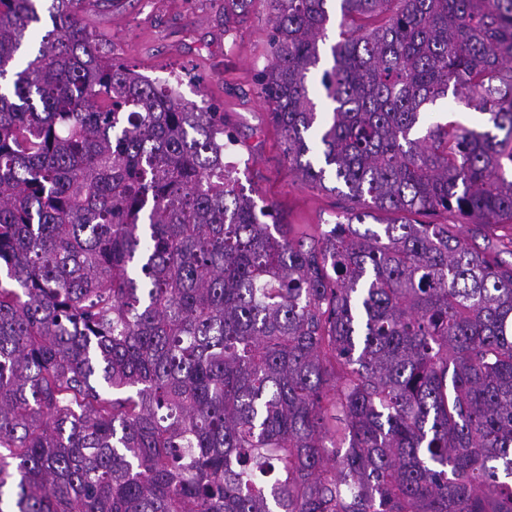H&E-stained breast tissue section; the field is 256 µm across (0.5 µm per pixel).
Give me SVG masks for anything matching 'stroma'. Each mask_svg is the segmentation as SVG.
Returning <instances> with one entry per match:
<instances>
[{
	"label": "stroma",
	"instance_id": "35a3bbf8",
	"mask_svg": "<svg viewBox=\"0 0 512 512\" xmlns=\"http://www.w3.org/2000/svg\"><path fill=\"white\" fill-rule=\"evenodd\" d=\"M87 22L114 57L152 80L178 81L186 100L224 110L239 140L230 159L240 187L274 204L285 223L311 231L338 210L339 196L290 170L258 94L255 75L270 58L266 0H251L230 23L224 0H102Z\"/></svg>",
	"mask_w": 512,
	"mask_h": 512
}]
</instances>
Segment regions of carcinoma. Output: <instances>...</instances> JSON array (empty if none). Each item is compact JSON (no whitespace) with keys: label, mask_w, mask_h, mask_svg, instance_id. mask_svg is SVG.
Returning <instances> with one entry per match:
<instances>
[{"label":"carcinoma","mask_w":512,"mask_h":512,"mask_svg":"<svg viewBox=\"0 0 512 512\" xmlns=\"http://www.w3.org/2000/svg\"><path fill=\"white\" fill-rule=\"evenodd\" d=\"M37 2L0 0V512H512V0H267L317 236L220 107ZM448 108L454 109L455 112L450 114L455 119H457L463 125L469 128H475L477 130H484V122L483 116L476 111L473 107L465 106L464 104L453 102L450 100L448 102Z\"/></svg>","instance_id":"obj_1"}]
</instances>
